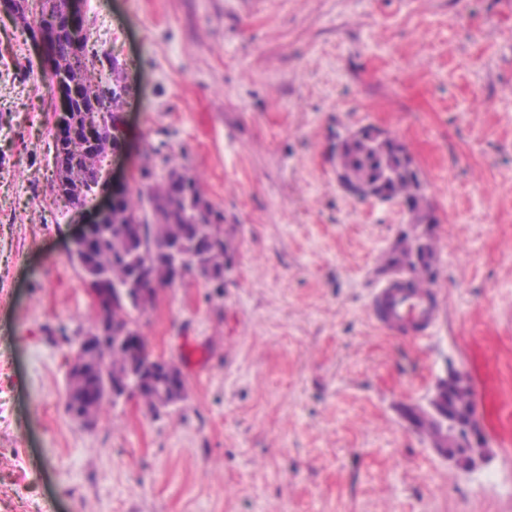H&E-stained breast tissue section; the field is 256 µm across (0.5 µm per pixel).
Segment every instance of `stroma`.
<instances>
[{
	"label": "stroma",
	"instance_id": "stroma-1",
	"mask_svg": "<svg viewBox=\"0 0 512 512\" xmlns=\"http://www.w3.org/2000/svg\"><path fill=\"white\" fill-rule=\"evenodd\" d=\"M122 67L124 131L84 207L61 198L45 60L0 17V512H512V455L465 471L406 416L461 338L512 415V0H85ZM374 125L435 223L347 195L333 133ZM224 213V289L163 288L138 328L188 397L65 409L91 296L69 249L144 163ZM436 244L446 317L418 342L371 321L402 232ZM496 476L485 482L486 473Z\"/></svg>",
	"mask_w": 512,
	"mask_h": 512
}]
</instances>
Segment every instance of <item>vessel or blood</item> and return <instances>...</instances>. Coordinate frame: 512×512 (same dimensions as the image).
I'll list each match as a JSON object with an SVG mask.
<instances>
[{
    "instance_id": "1",
    "label": "vessel or blood",
    "mask_w": 512,
    "mask_h": 512,
    "mask_svg": "<svg viewBox=\"0 0 512 512\" xmlns=\"http://www.w3.org/2000/svg\"><path fill=\"white\" fill-rule=\"evenodd\" d=\"M371 320L381 331L398 338L420 341L442 323L446 302L440 287L416 285L392 276L376 288L368 303ZM468 362L466 385L474 416L485 437L502 448L512 447V434L504 428L497 376L481 346L464 347Z\"/></svg>"
}]
</instances>
